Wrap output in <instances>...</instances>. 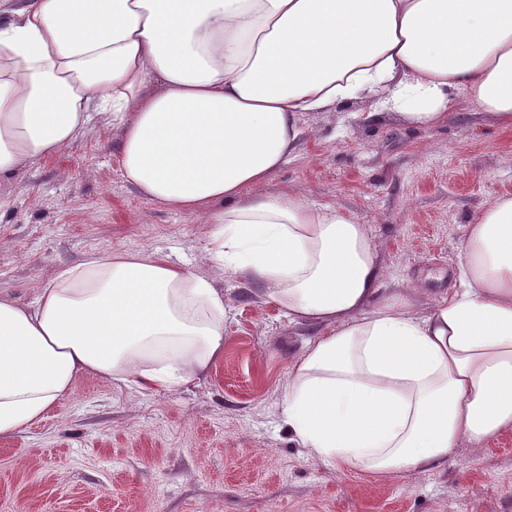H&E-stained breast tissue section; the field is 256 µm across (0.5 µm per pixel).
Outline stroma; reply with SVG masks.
<instances>
[{"instance_id": "stroma-1", "label": "stroma", "mask_w": 512, "mask_h": 512, "mask_svg": "<svg viewBox=\"0 0 512 512\" xmlns=\"http://www.w3.org/2000/svg\"><path fill=\"white\" fill-rule=\"evenodd\" d=\"M358 102L305 115L296 154L268 183L367 225L385 285L447 295L463 229L512 195V130L474 106L434 127ZM119 131L85 138L0 196V292L30 301L86 254L158 253L224 292V357L193 383L147 393L78 377L41 424L0 439V512H512V431L447 466L370 480L311 457L283 421L292 361L317 328L290 324L208 254L212 225L147 199L119 163Z\"/></svg>"}]
</instances>
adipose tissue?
Listing matches in <instances>:
<instances>
[{
  "label": "adipose tissue",
  "mask_w": 512,
  "mask_h": 512,
  "mask_svg": "<svg viewBox=\"0 0 512 512\" xmlns=\"http://www.w3.org/2000/svg\"><path fill=\"white\" fill-rule=\"evenodd\" d=\"M431 127L467 103L512 128V0H0V189L92 122L124 178L214 225L211 258L289 323L324 327L283 408L310 456L379 479L512 429V198L467 225L458 290L386 293L368 229L258 193L308 112L345 102ZM224 293L160 254L87 255L33 299L0 296V439L92 374L143 391L224 354Z\"/></svg>",
  "instance_id": "1"
}]
</instances>
